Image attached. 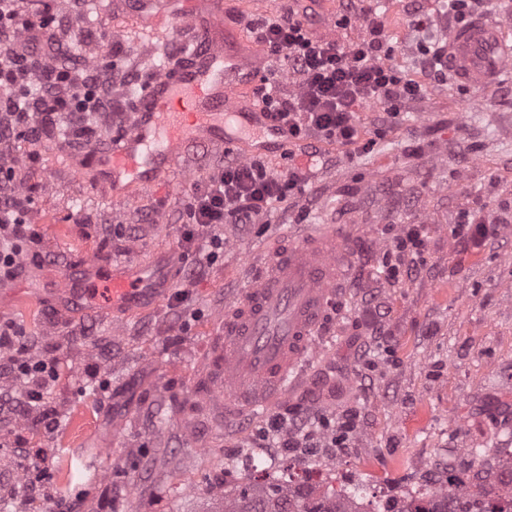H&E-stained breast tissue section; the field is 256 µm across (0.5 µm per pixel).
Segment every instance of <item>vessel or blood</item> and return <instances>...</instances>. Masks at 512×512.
I'll list each match as a JSON object with an SVG mask.
<instances>
[{"mask_svg":"<svg viewBox=\"0 0 512 512\" xmlns=\"http://www.w3.org/2000/svg\"><path fill=\"white\" fill-rule=\"evenodd\" d=\"M131 7L143 40L178 39L187 29L193 37L180 41V65L151 78L130 128L93 158L67 160L68 169L89 176L118 199L183 168L189 145L233 143L224 128L227 119L256 132L242 142L243 158L282 140L254 102V83L266 74L267 61L237 34L225 33L223 0H132ZM444 60L458 85L485 94L512 65V44L501 26L477 18L449 30ZM350 263L339 226L310 224L288 249L269 252L261 273L238 297L225 301L224 340L216 358L225 415L252 414L303 387L304 365ZM168 286L165 272L148 274L128 262L90 258L63 274L58 296L62 309L80 311L94 301L107 315L140 310Z\"/></svg>","mask_w":512,"mask_h":512,"instance_id":"b4317fda","label":"vessel or blood"}]
</instances>
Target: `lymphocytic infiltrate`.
<instances>
[{
    "instance_id": "lymphocytic-infiltrate-1",
    "label": "lymphocytic infiltrate",
    "mask_w": 512,
    "mask_h": 512,
    "mask_svg": "<svg viewBox=\"0 0 512 512\" xmlns=\"http://www.w3.org/2000/svg\"><path fill=\"white\" fill-rule=\"evenodd\" d=\"M12 21L11 33L0 30V143L23 135L35 142L45 125L72 129L75 136L93 131L98 110L93 99L97 77L81 64H65L59 58L52 22L41 11L20 8L1 18ZM367 34L341 46L314 37L306 16L285 11L278 18L250 26L254 38L265 44L279 61L288 65L298 89L283 95L277 81L263 78L254 97L267 118L292 143L314 138L342 146L357 145L362 132L356 121L358 106L377 102L383 107L382 126L394 124L403 106L424 94L423 86L399 75L385 58L390 35L384 16L375 8L360 9ZM30 87L26 100L16 89ZM12 168L0 166V279L14 278L27 245L38 236L22 216L33 203L31 196L13 187ZM309 174L292 167L271 172L264 161L233 159L210 173L184 198L179 221L182 245L197 267L213 264L224 250V227L232 224L269 223L276 204L308 197ZM426 249L420 224L400 225L383 260L384 278L398 282L404 262H418ZM0 370L19 381L30 411L40 412L44 394L60 377L55 359L45 357L27 365L9 356Z\"/></svg>"
}]
</instances>
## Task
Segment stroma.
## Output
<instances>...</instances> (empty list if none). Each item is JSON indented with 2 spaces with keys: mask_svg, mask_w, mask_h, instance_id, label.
I'll return each instance as SVG.
<instances>
[{
  "mask_svg": "<svg viewBox=\"0 0 512 512\" xmlns=\"http://www.w3.org/2000/svg\"><path fill=\"white\" fill-rule=\"evenodd\" d=\"M78 18L85 35L111 34L123 47L119 63L149 82L172 65L175 44L141 41L126 6L101 0ZM352 0H257L241 12L224 0V22L245 31L254 16L272 19L286 8L308 11L311 33L348 45L364 28L348 15ZM347 24H340L341 16ZM383 107H361L370 149L320 143L323 166L310 201H290L271 223L229 229L224 253L191 272L180 263L171 289L191 275L180 309L161 302L141 314L102 317L57 311L34 286L45 268L62 270L84 257L156 263L181 248L178 223L192 186L224 163L223 150L190 146L186 172L136 195L112 200L60 167L63 150L43 139L23 161L34 204L28 220L39 234L16 276L18 291L4 316L21 324L38 355L66 367L46 410L52 428L24 407V388L0 375V437L14 448L40 449L55 472L49 500H69L76 512H216L217 500L196 486L197 475L221 467L224 440L238 420L225 419L224 397L210 390L207 362L221 330L225 299L249 281L248 257L287 246L299 222L351 230L350 275L327 308L330 343L310 360L301 391L283 395L268 417L297 412L359 413L354 458L336 478L379 496L415 480L425 435L448 424L452 448H512V71L480 97L452 80L428 79L422 98L399 120L380 127ZM497 217L500 236L479 250L452 236L459 212ZM122 233H114V225ZM426 228L417 270L392 285L380 276L383 255L400 225ZM109 497H102L103 489Z\"/></svg>",
  "mask_w": 512,
  "mask_h": 512,
  "instance_id": "1",
  "label": "stroma"
}]
</instances>
